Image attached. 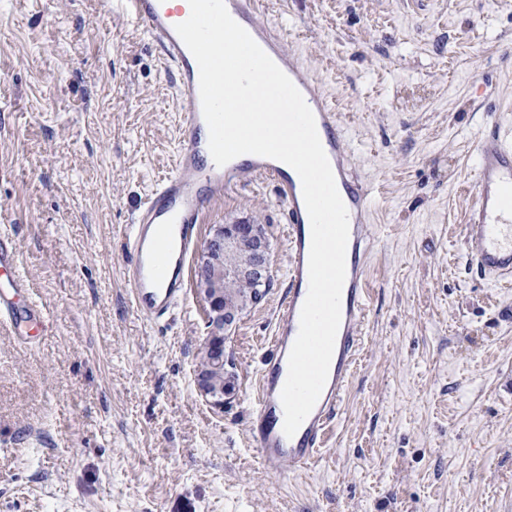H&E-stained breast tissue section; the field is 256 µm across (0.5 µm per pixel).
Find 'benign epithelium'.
Instances as JSON below:
<instances>
[{
	"instance_id": "7a95c632",
	"label": "benign epithelium",
	"mask_w": 512,
	"mask_h": 512,
	"mask_svg": "<svg viewBox=\"0 0 512 512\" xmlns=\"http://www.w3.org/2000/svg\"><path fill=\"white\" fill-rule=\"evenodd\" d=\"M248 243L257 255V261L250 269L242 272V275L257 280L263 285H268L270 273L269 241L257 237L255 226L240 222L238 224H224L219 226L214 233L206 240L201 254L198 258V285L209 310L213 312L209 320V332L206 342H219L224 338L226 328L232 317L224 315V312L217 310L218 298L211 295L209 284L226 275L224 269L219 266V258L224 254V249ZM197 386L202 396L212 405L224 407V399L230 398L233 394L232 388L226 392L215 393L208 389L202 379H197Z\"/></svg>"
}]
</instances>
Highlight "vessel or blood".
Masks as SVG:
<instances>
[{"label":"vessel or blood","mask_w":512,"mask_h":512,"mask_svg":"<svg viewBox=\"0 0 512 512\" xmlns=\"http://www.w3.org/2000/svg\"><path fill=\"white\" fill-rule=\"evenodd\" d=\"M106 13L141 25L157 42L174 74V86L187 103L180 115L177 152L171 169L143 204L126 237L127 275L135 309L147 318L171 312L185 291L184 268L198 249L199 226L212 204L253 178L273 182L287 211L283 236L287 247L288 290L276 310L270 357L259 377L251 408L249 434L262 469L277 476L314 463L326 446L330 420L339 410L361 345L359 326L366 316L367 259L372 247L369 218L373 195L353 171L345 133L336 108L312 77L303 75L297 58L283 52V39L257 20V0H225L231 17L288 75L314 113L319 139L333 170L338 192L347 208L349 236L346 278L341 295V321L327 382L311 413L293 436L283 431L281 391L288 376V358L299 332L300 312L309 289L308 259L311 223L302 184L293 168L281 161L252 156L244 163L217 166L203 132L199 67L175 27L189 13L171 8L166 0H101ZM477 194L464 226L468 262L485 280L512 278V137L492 124L476 140ZM0 317L16 328L45 324L48 313L31 296L28 277L16 251L0 236Z\"/></svg>","instance_id":"vessel-or-blood-1"}]
</instances>
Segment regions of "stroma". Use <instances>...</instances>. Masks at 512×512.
I'll list each match as a JSON object with an SVG mask.
<instances>
[{"mask_svg": "<svg viewBox=\"0 0 512 512\" xmlns=\"http://www.w3.org/2000/svg\"><path fill=\"white\" fill-rule=\"evenodd\" d=\"M257 20L332 99L373 189L363 345L326 448L272 476L250 443L287 291L273 183L202 224L264 225L271 250L217 408L196 283L151 321L125 276L185 107L158 46L97 0H0V231L50 315L24 345L0 324V512H512V284L482 279L463 237L475 139L512 134V0H259Z\"/></svg>", "mask_w": 512, "mask_h": 512, "instance_id": "obj_1", "label": "stroma"}]
</instances>
